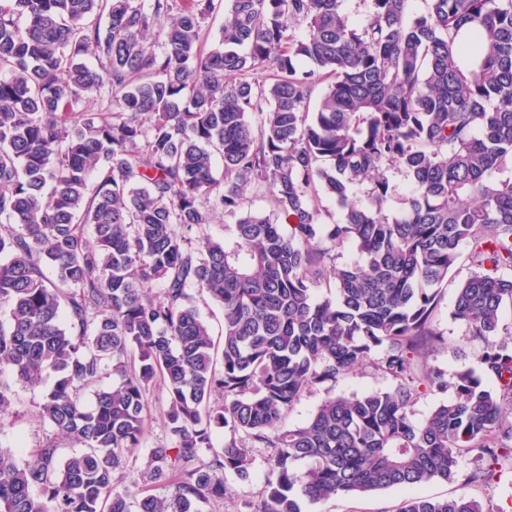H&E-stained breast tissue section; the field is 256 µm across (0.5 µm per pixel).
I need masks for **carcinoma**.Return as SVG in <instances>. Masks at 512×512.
<instances>
[{"instance_id":"carcinoma-1","label":"carcinoma","mask_w":512,"mask_h":512,"mask_svg":"<svg viewBox=\"0 0 512 512\" xmlns=\"http://www.w3.org/2000/svg\"><path fill=\"white\" fill-rule=\"evenodd\" d=\"M343 2L0 0V374L56 373L40 416L80 446L49 438L32 463L0 450V512H201L229 498L227 475L249 477L251 448L269 463L254 512L388 489L409 493L400 512H484L413 491L466 450L512 454V342L494 339L512 304V0H363L362 22ZM102 93L104 110L82 109ZM394 167L411 186L398 211ZM249 184L284 223L248 207ZM324 199L341 222H321ZM218 209L230 243L205 234ZM465 241L483 271L452 315L479 369L416 422L419 386L448 389L415 358L445 345L431 318ZM345 243L357 259L339 265ZM193 288L222 308V343ZM375 349L394 388L288 427L308 388ZM157 380L171 442L143 481L166 493L137 496L123 472Z\"/></svg>"}]
</instances>
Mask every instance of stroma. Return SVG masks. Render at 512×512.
Masks as SVG:
<instances>
[{
    "mask_svg": "<svg viewBox=\"0 0 512 512\" xmlns=\"http://www.w3.org/2000/svg\"><path fill=\"white\" fill-rule=\"evenodd\" d=\"M470 245H463L461 256L448 275L433 313L432 324L448 342L447 349L419 357L420 365L434 367L443 372L445 379H453L456 372L473 367L481 351L480 342L471 340L466 330L452 317L455 292L458 284L470 276L475 266L470 258ZM55 376L47 372L39 384L29 385L14 382L15 391L12 413L0 421V448L16 451L23 460L33 459L37 448L54 433L38 413L45 392L53 385ZM395 378L375 365L369 364L340 378L336 385H320L305 392L288 414L289 427H298L306 422L321 402L330 395L364 394L385 391L395 386ZM167 408V396L162 385L153 386L146 396L145 438L142 448L127 458L124 471L126 482H140L146 468L149 448L168 443L169 435L164 429L161 417ZM252 465L248 480L236 477L227 480L231 495L225 503L204 505L203 512H241L244 504H256L262 498L268 465L263 449L251 451ZM492 467L494 476L489 482L472 481L474 471ZM418 496L427 498H452L466 494L479 501L485 512H512V457L488 465L477 452L461 456L454 476L447 481H434L420 486ZM405 493L389 489L364 495H336L309 506L308 512H398Z\"/></svg>",
    "mask_w": 512,
    "mask_h": 512,
    "instance_id": "35a3bbf8",
    "label": "stroma"
}]
</instances>
